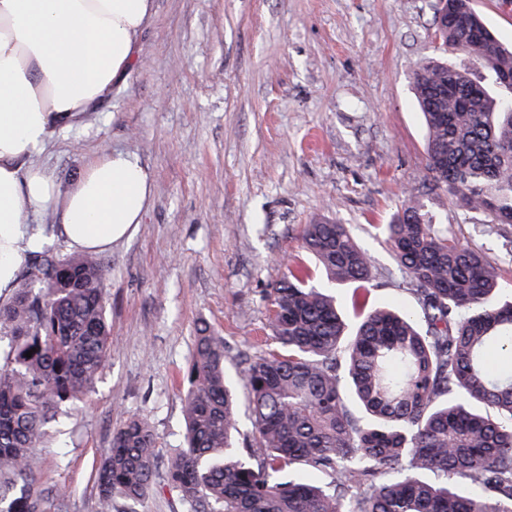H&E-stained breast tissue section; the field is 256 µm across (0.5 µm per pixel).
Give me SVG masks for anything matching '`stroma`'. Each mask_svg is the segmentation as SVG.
<instances>
[{"mask_svg":"<svg viewBox=\"0 0 512 512\" xmlns=\"http://www.w3.org/2000/svg\"><path fill=\"white\" fill-rule=\"evenodd\" d=\"M434 5L154 0L124 83L36 158L63 190L113 149L135 154L152 180L143 224L100 255L112 353L39 450L46 512H99L97 470L133 416L149 423L157 457L147 495L115 498L112 512H188L167 461L186 444L193 338L203 325L223 336L231 374L240 353L273 348L265 295L302 258V227L318 217L370 251V304L417 307L376 231L410 188L512 286V224L462 213L429 187L416 64L441 58L488 78L465 53L438 54Z\"/></svg>","mask_w":512,"mask_h":512,"instance_id":"stroma-1","label":"stroma"}]
</instances>
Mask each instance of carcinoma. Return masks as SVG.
<instances>
[{"label":"carcinoma","instance_id":"obj_1","mask_svg":"<svg viewBox=\"0 0 512 512\" xmlns=\"http://www.w3.org/2000/svg\"><path fill=\"white\" fill-rule=\"evenodd\" d=\"M467 2L445 0L441 47L492 78L512 76V49L470 18ZM414 88L431 187L465 213L512 224L506 92L434 61L416 65ZM380 233L419 310L367 307L368 251L345 224L304 225L303 250L334 287L353 288L352 312L314 284L310 266L288 263L267 296L276 348L240 372L252 400L244 449L224 337L198 331L182 406L188 444L167 462L189 512H512V293L501 294L498 268L480 252L433 223L418 190ZM29 269L0 303L11 343L0 359V512H45L37 449L112 352L103 264L43 250ZM155 459L145 419L114 432L97 478L104 512L116 496L145 495Z\"/></svg>","mask_w":512,"mask_h":512}]
</instances>
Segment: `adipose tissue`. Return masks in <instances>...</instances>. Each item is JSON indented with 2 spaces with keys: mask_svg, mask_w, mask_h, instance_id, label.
<instances>
[{
  "mask_svg": "<svg viewBox=\"0 0 512 512\" xmlns=\"http://www.w3.org/2000/svg\"><path fill=\"white\" fill-rule=\"evenodd\" d=\"M152 9L153 0H0V302L44 244L29 214L59 209L68 245L82 252L107 250L142 223L152 182L131 155L99 157L64 192L33 157L126 78Z\"/></svg>",
  "mask_w": 512,
  "mask_h": 512,
  "instance_id": "adipose-tissue-1",
  "label": "adipose tissue"
}]
</instances>
